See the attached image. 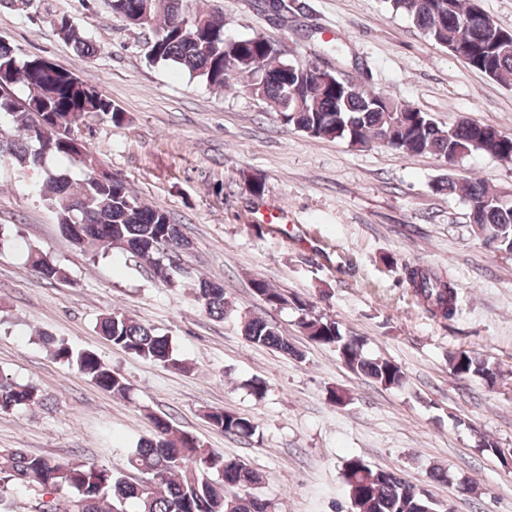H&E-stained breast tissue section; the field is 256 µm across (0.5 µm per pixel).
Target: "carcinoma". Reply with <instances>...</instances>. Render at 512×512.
Masks as SVG:
<instances>
[{
  "label": "carcinoma",
  "instance_id": "1",
  "mask_svg": "<svg viewBox=\"0 0 512 512\" xmlns=\"http://www.w3.org/2000/svg\"><path fill=\"white\" fill-rule=\"evenodd\" d=\"M191 0H110L112 14L127 23L147 29L146 57L200 78L223 89L237 73L252 77L253 94L266 102L280 122L311 138H338L358 147L381 145L407 156L433 154L454 164L471 155L512 162V135L498 127L461 119L442 127L426 112L388 98L362 86L354 95L342 89L332 71L319 72L311 60L294 62L279 55L272 41L262 35L233 40L224 35V19L192 8ZM390 10L421 29L433 43L454 53L468 45L475 54L465 63L492 80L512 85V41L495 45L488 36L494 23L472 0H387ZM57 34L83 55L91 41L64 13L46 12ZM25 95L16 94V88ZM96 115L113 124L121 112L94 86L60 66L47 67L37 57H21L0 42V122L14 124L12 141L0 147L19 169L42 172L31 181L30 190L43 198L65 235L70 227L89 238L87 249L116 248L151 264L170 287L179 284L182 270L162 253L171 244L188 247L182 225L172 222L160 206L146 205L120 179L102 183L94 176L90 156L82 157L70 145V135L85 117ZM84 165L80 182L68 169H51L48 156ZM437 192L457 197L469 209L473 232L496 249L512 247V198L493 190L480 178L450 175L438 181ZM31 267L42 281L62 276L54 260L42 251L29 255ZM402 273L415 295L435 317L447 319L456 312L453 284L429 269L404 264ZM254 294L266 306L283 309L293 305L298 325L312 342L336 349L352 371L385 388L405 385L401 367L384 357L364 354L365 340L342 331L336 320L314 315L310 303L288 299L265 279L252 280ZM195 301L209 315L224 319L232 311L223 285L208 279L198 281ZM249 342L270 347L295 358L294 348L279 326L256 315L238 321ZM100 336L126 354L156 364L183 368L174 358L167 336L114 311L99 318ZM40 339L53 357L90 379L101 390L127 396V379L95 351L75 349L63 339L43 334ZM448 365L460 378H478L491 384L499 372L479 353L456 350L448 353ZM47 400L36 385L17 383L0 374V412L40 406ZM204 417L224 433L239 439L254 435L252 421L222 408L204 411ZM152 432L141 438L126 457V471L75 457L60 461L32 455L20 448L0 462L1 503L36 489L53 499L39 502V512H60L65 497L82 502L79 512H278L277 503L254 493L262 476L245 462L227 459L204 446L192 433L180 429L173 418L148 414ZM354 512H441L438 503L386 469L374 468L362 457L352 456L343 470Z\"/></svg>",
  "mask_w": 512,
  "mask_h": 512
}]
</instances>
